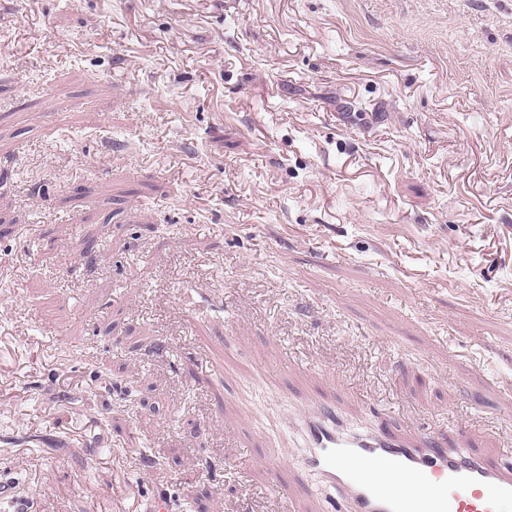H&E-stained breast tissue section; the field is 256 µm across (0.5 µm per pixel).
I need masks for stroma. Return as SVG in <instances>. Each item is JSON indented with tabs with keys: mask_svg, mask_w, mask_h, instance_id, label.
Listing matches in <instances>:
<instances>
[{
	"mask_svg": "<svg viewBox=\"0 0 512 512\" xmlns=\"http://www.w3.org/2000/svg\"><path fill=\"white\" fill-rule=\"evenodd\" d=\"M320 406L512 449V0H0V479L322 512Z\"/></svg>",
	"mask_w": 512,
	"mask_h": 512,
	"instance_id": "obj_1",
	"label": "stroma"
}]
</instances>
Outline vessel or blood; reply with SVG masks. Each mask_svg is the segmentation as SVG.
Returning <instances> with one entry per match:
<instances>
[{
  "label": "vessel or blood",
  "mask_w": 512,
  "mask_h": 512,
  "mask_svg": "<svg viewBox=\"0 0 512 512\" xmlns=\"http://www.w3.org/2000/svg\"><path fill=\"white\" fill-rule=\"evenodd\" d=\"M296 427L337 512H512L510 463L445 447L430 433L351 431L330 409Z\"/></svg>",
  "instance_id": "1"
}]
</instances>
